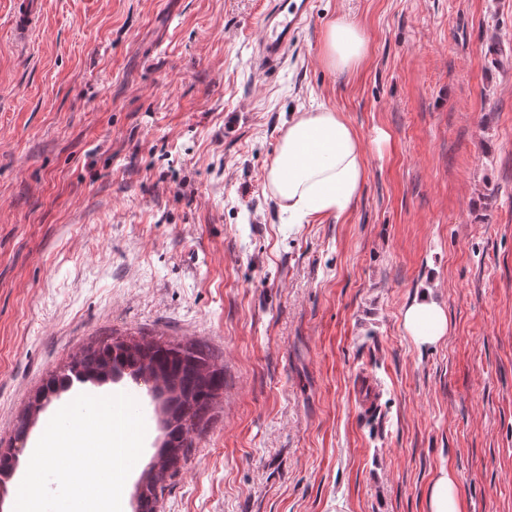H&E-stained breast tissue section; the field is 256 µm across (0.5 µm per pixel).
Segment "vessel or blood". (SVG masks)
Here are the masks:
<instances>
[{
    "label": "vessel or blood",
    "instance_id": "1",
    "mask_svg": "<svg viewBox=\"0 0 512 512\" xmlns=\"http://www.w3.org/2000/svg\"><path fill=\"white\" fill-rule=\"evenodd\" d=\"M314 0H272L263 18L257 69L275 67L296 33L313 12ZM43 13L42 0H11V25L20 41H28Z\"/></svg>",
    "mask_w": 512,
    "mask_h": 512
}]
</instances>
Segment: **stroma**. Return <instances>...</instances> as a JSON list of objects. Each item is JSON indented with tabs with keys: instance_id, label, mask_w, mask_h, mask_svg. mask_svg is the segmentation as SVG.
<instances>
[{
	"instance_id": "stroma-1",
	"label": "stroma",
	"mask_w": 512,
	"mask_h": 512,
	"mask_svg": "<svg viewBox=\"0 0 512 512\" xmlns=\"http://www.w3.org/2000/svg\"><path fill=\"white\" fill-rule=\"evenodd\" d=\"M285 62L250 66L266 0H45L18 48L0 0V440L99 336L197 339L224 394L157 512H512V0H315ZM367 44L322 60L328 22ZM359 135L363 190L290 223L266 174L294 112ZM432 290L448 334L417 346ZM381 391L365 418L359 375ZM137 388L87 382L58 407ZM365 52L366 42L357 22L348 14H337L324 33L322 53L327 67L348 71L361 63ZM402 322L417 346L435 345L448 333V315L444 306L428 295L405 307ZM429 512H459L457 485L453 474L442 470L428 493Z\"/></svg>"
}]
</instances>
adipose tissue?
Returning <instances> with one entry per match:
<instances>
[{"instance_id": "1", "label": "adipose tissue", "mask_w": 512, "mask_h": 512, "mask_svg": "<svg viewBox=\"0 0 512 512\" xmlns=\"http://www.w3.org/2000/svg\"><path fill=\"white\" fill-rule=\"evenodd\" d=\"M366 42L348 14L333 18L324 33L322 53L328 68L357 67ZM367 177L361 140L343 114L330 108L297 112L290 117L269 166L266 186L296 221L347 213ZM403 327L416 345L438 343L448 333L445 308L430 296L408 304Z\"/></svg>"}]
</instances>
